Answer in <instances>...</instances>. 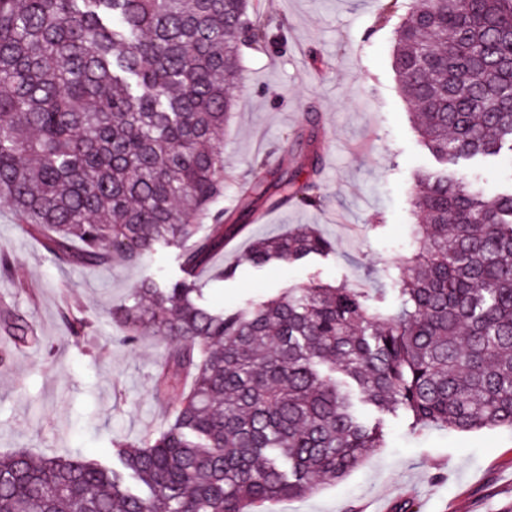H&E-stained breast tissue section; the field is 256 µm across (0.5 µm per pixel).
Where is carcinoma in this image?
Here are the masks:
<instances>
[{
  "label": "carcinoma",
  "mask_w": 512,
  "mask_h": 512,
  "mask_svg": "<svg viewBox=\"0 0 512 512\" xmlns=\"http://www.w3.org/2000/svg\"><path fill=\"white\" fill-rule=\"evenodd\" d=\"M392 66L421 142L413 251L383 270L394 309L367 289L309 283L237 311L205 303L207 267L260 202L312 206L321 186L281 159L255 162L250 202L228 220L218 147L265 41L256 0H0V200L63 267L133 265L179 249L185 278L150 277L110 311L121 339L160 336L157 381L177 406L159 431L80 454L0 457V512H258L312 493L383 447L355 400L410 429L512 428V185L455 172L512 161V0H411ZM210 220L198 237V222ZM314 226L256 239L261 268L323 255ZM64 321L79 336L80 312ZM37 347L26 321H0Z\"/></svg>",
  "instance_id": "obj_1"
}]
</instances>
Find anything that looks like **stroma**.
Listing matches in <instances>:
<instances>
[{"instance_id":"1","label":"stroma","mask_w":512,"mask_h":512,"mask_svg":"<svg viewBox=\"0 0 512 512\" xmlns=\"http://www.w3.org/2000/svg\"><path fill=\"white\" fill-rule=\"evenodd\" d=\"M380 0H263L266 44L246 50L245 74L220 148L224 196L237 210L253 181L251 163L277 167L293 152L307 172L296 132L316 119L322 136L324 199L274 211L249 224L199 276L207 303L227 310L266 301L309 282L379 285L390 266L411 253L415 218L408 199L417 171L437 163L421 145L392 68L393 28L379 19ZM312 224L333 250L295 264L255 268L242 257L258 237ZM13 276L0 278V310L31 324L43 344L9 348L0 361V455L82 453L106 457L115 439L138 440L163 428L176 400L156 395L153 379L169 344L147 336L121 342L108 311L149 275L177 278V250L160 246L141 264L93 270L54 263L41 238L0 202V256ZM235 278L217 280L224 267ZM91 326L73 338L64 309ZM385 446L344 478L313 493L266 504L262 512H499L512 503V429L461 434L435 428L414 433L404 415L386 414Z\"/></svg>"}]
</instances>
